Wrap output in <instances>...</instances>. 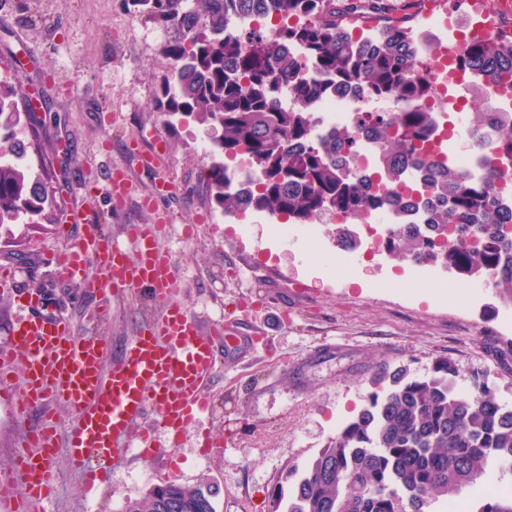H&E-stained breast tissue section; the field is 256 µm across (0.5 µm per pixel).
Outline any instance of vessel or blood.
Wrapping results in <instances>:
<instances>
[{"instance_id":"obj_1","label":"vessel or blood","mask_w":512,"mask_h":512,"mask_svg":"<svg viewBox=\"0 0 512 512\" xmlns=\"http://www.w3.org/2000/svg\"><path fill=\"white\" fill-rule=\"evenodd\" d=\"M70 221L89 225L91 232L53 257L58 278L92 293L145 287L164 306L108 367L107 340L76 335L65 317L47 311L42 294L14 288L11 275L0 276L16 307L8 343L0 348V401L31 410L61 402L73 410L68 463L84 473L85 490L93 497L108 482L102 461H121L134 447L142 448L143 458L156 455L151 432L132 433L147 412H154L159 427L178 434L207 410L216 347L227 333L220 323L202 330L185 306L173 302L176 276L159 244L162 225H128L132 247L126 250L102 231L101 219L76 210ZM92 264L98 276L88 275ZM16 374L21 381L15 387ZM57 447L54 421H42L25 436L11 473L0 477V512H33L43 502L54 480Z\"/></svg>"}]
</instances>
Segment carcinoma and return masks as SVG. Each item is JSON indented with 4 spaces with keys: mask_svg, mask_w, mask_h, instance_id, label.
<instances>
[{
    "mask_svg": "<svg viewBox=\"0 0 512 512\" xmlns=\"http://www.w3.org/2000/svg\"><path fill=\"white\" fill-rule=\"evenodd\" d=\"M169 26L176 38L167 51L174 67L159 108L221 129L203 166L211 201L224 212H265L303 223L329 205L358 218L391 202L368 192L343 171L339 157L351 135L315 137L308 109L326 90H368L410 103L402 112L370 114L387 186L426 164L431 113L414 107L426 95L430 73L409 54L415 0H131ZM285 22L276 37H247L230 28L231 14ZM371 26V47L358 45L350 26ZM301 44L315 70L299 73L288 45ZM461 66L484 87L512 82V31L494 32L474 45ZM294 105L283 106L281 94ZM18 74L0 76V237L16 224H63L65 185L55 180L58 160L47 122L27 105ZM499 138L487 160L512 155V112L496 116ZM246 148L258 173L255 188L234 191L226 164ZM440 207L420 231L407 224L389 251L399 258L427 257L470 279L490 277L499 297L512 301V207L464 182L451 169L433 172ZM458 368L446 358L430 373L413 376L400 366L383 370L372 393L329 445L303 469L288 471L292 496L285 512H433L464 489L474 492L491 465L512 466V407L498 400L488 377L475 373L469 392L455 390ZM214 493L168 481L122 512H216ZM470 512H512V495L474 497Z\"/></svg>",
    "mask_w": 512,
    "mask_h": 512,
    "instance_id": "cac0c4a2",
    "label": "carcinoma"
}]
</instances>
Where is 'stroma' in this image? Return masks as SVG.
<instances>
[{"label":"stroma","instance_id":"35a3bbf8","mask_svg":"<svg viewBox=\"0 0 512 512\" xmlns=\"http://www.w3.org/2000/svg\"><path fill=\"white\" fill-rule=\"evenodd\" d=\"M172 36L127 0H0V72L16 58L27 90L53 88L47 105L55 133L71 146L66 208L104 216L105 232L121 243L127 225L167 221L161 245L177 276L176 300L202 325L221 320L229 332L250 336L248 345L219 349L208 387L211 410L182 432L176 453L150 461L129 453L112 466L106 496L83 497L84 476L67 462L73 413L63 404L50 406L61 445L43 512H120L126 500L166 481L211 487L216 512H271L273 491L287 484L289 468L310 461L335 438L365 404L374 373L385 368L406 366L422 376L435 359L446 358L456 364L461 387L482 372L497 397L512 404V369L500 358L512 348V328L501 324L496 292L459 316L445 300L458 293L456 280L444 291L412 287L407 262L391 255L360 259L353 268L339 260L312 261L314 247L332 251L335 225L299 223L288 236L267 213L254 212L248 234L238 235L203 184L200 147L211 144L218 129L156 107L172 67L165 53ZM138 134L146 150L165 152L161 175L174 185L152 208L144 199L159 174L124 153L125 141ZM120 163L133 189L117 205L105 184ZM188 225L194 235L185 239ZM13 231L34 261L17 266L0 255V268L35 291L54 270L50 254L85 228L19 224ZM52 287L69 294L65 315L75 332L106 337L113 361L160 312L144 288L114 294L111 315L103 319L97 296L68 282ZM33 422L27 414L0 412V475L10 472Z\"/></svg>","mask_w":512,"mask_h":512}]
</instances>
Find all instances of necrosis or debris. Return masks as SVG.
Masks as SVG:
<instances>
[{"label":"necrosis or debris","mask_w":512,"mask_h":512,"mask_svg":"<svg viewBox=\"0 0 512 512\" xmlns=\"http://www.w3.org/2000/svg\"><path fill=\"white\" fill-rule=\"evenodd\" d=\"M420 35L426 45L425 59L430 73L426 111L435 113L437 132L430 160L452 165L466 181L484 176L483 161L494 151L495 131L487 127L471 133L465 118L477 98V87L457 61L472 45L487 37L483 21L497 17L494 0H460L458 5L433 11L430 0L418 4ZM405 108L398 98H381L367 92L329 93L310 106L314 130L349 131L355 142L345 155V171L359 178H370L372 187H380L379 149L360 119L372 112H400ZM400 206L365 214L361 218L363 240L368 253L385 252L386 243L398 225L424 224L428 221L424 173L417 170L396 186Z\"/></svg>","instance_id":"1"}]
</instances>
